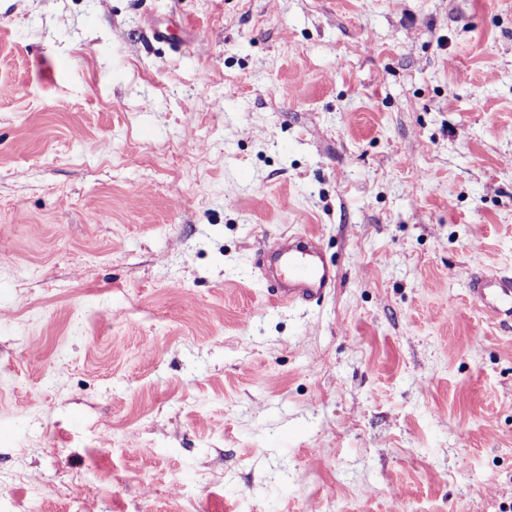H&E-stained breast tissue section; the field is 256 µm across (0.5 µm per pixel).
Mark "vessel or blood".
Segmentation results:
<instances>
[{
  "mask_svg": "<svg viewBox=\"0 0 512 512\" xmlns=\"http://www.w3.org/2000/svg\"><path fill=\"white\" fill-rule=\"evenodd\" d=\"M270 295L280 305L311 304L325 298L336 286V268L322 255L317 238L294 233L275 239L266 255ZM484 312L495 316L512 312V278L490 276L472 290Z\"/></svg>",
  "mask_w": 512,
  "mask_h": 512,
  "instance_id": "1",
  "label": "vessel or blood"
}]
</instances>
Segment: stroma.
<instances>
[{
	"mask_svg": "<svg viewBox=\"0 0 512 512\" xmlns=\"http://www.w3.org/2000/svg\"><path fill=\"white\" fill-rule=\"evenodd\" d=\"M480 271L512 0H0V512H512ZM266 272L271 298L280 305L319 302L336 286V267L323 257L317 238L307 233L275 239L266 255Z\"/></svg>",
	"mask_w": 512,
	"mask_h": 512,
	"instance_id": "1",
	"label": "stroma"
}]
</instances>
